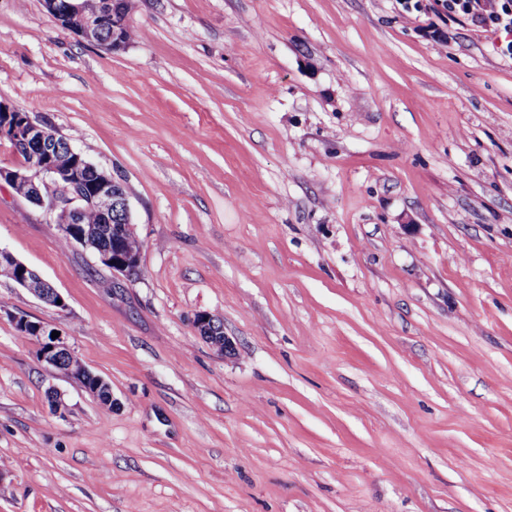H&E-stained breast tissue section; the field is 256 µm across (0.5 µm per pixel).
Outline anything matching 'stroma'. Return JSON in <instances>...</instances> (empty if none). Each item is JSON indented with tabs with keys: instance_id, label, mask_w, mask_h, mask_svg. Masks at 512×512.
Returning a JSON list of instances; mask_svg holds the SVG:
<instances>
[{
	"instance_id": "stroma-1",
	"label": "stroma",
	"mask_w": 512,
	"mask_h": 512,
	"mask_svg": "<svg viewBox=\"0 0 512 512\" xmlns=\"http://www.w3.org/2000/svg\"><path fill=\"white\" fill-rule=\"evenodd\" d=\"M128 23L110 52L0 0V102L120 180L142 243L113 278L0 186V247L66 302L0 277V512H512L504 32L399 0ZM22 315L113 406L49 376ZM195 328L199 335L206 339L221 353H230L233 350L232 341L224 336V329L217 323L212 315L206 312L198 313L194 319ZM15 328L21 335L36 340L39 348L38 358L44 364L47 371L54 375H63L69 380L82 386L81 381L92 382V389H87L89 394L101 401L100 395L105 392L109 403H112V392L110 384L100 375L90 370L81 360H76L69 345L68 339L61 334L52 339L54 329L49 328L41 322L29 320L25 316L14 317ZM102 402V401H101Z\"/></svg>"
}]
</instances>
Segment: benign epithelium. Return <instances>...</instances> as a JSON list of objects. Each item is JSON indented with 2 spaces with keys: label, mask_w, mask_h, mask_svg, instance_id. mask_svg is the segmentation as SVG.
I'll return each mask as SVG.
<instances>
[{
  "label": "benign epithelium",
  "mask_w": 512,
  "mask_h": 512,
  "mask_svg": "<svg viewBox=\"0 0 512 512\" xmlns=\"http://www.w3.org/2000/svg\"><path fill=\"white\" fill-rule=\"evenodd\" d=\"M43 5L52 18L65 20L70 31L85 41L109 51L127 47L123 33L115 24L114 0H102L94 16L85 13L80 0H43ZM107 29L111 30L108 39L103 37ZM0 139L9 140L15 149L27 154V160L19 164L0 165V183L27 187L28 200L56 212V223L72 242L95 255L103 266L112 271V277L134 279L139 272L141 251L129 247L126 240L133 232L126 187L88 161L52 127L2 103ZM118 207L121 208L120 224L83 223V214L89 208L107 218ZM0 276L8 277L18 287L50 306L66 307L64 302L58 303L62 295L56 288L2 248ZM14 321L20 334L37 341L38 358L51 375L60 374L78 385L83 381L90 382L92 389L89 394L98 399L104 393L107 399H112L110 384L75 359L66 337L52 338L53 329L25 316H17ZM194 323L199 335L218 351L225 354L233 350L232 341L224 335L222 325L212 315L200 312Z\"/></svg>",
  "instance_id": "benign-epithelium-1"
}]
</instances>
